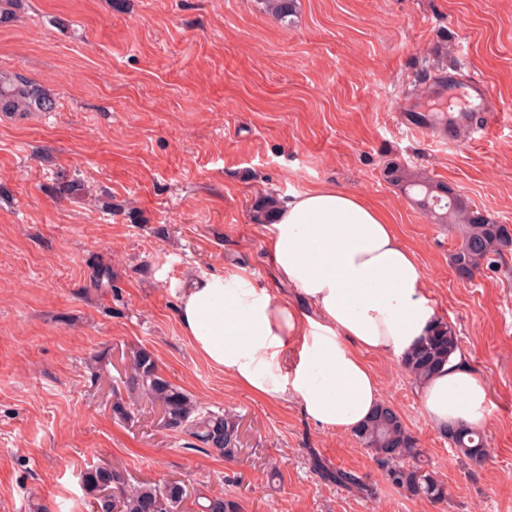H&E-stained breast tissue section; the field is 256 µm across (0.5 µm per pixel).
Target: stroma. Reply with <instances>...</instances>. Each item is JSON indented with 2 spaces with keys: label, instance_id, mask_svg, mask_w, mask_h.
Masks as SVG:
<instances>
[{
  "label": "stroma",
  "instance_id": "1",
  "mask_svg": "<svg viewBox=\"0 0 512 512\" xmlns=\"http://www.w3.org/2000/svg\"><path fill=\"white\" fill-rule=\"evenodd\" d=\"M442 71L486 80L503 115L485 137L448 146L398 123L396 101ZM0 72L58 104L0 112V512L35 500L91 512L80 474L97 462L233 496L243 512H512V250L459 279L457 232L383 175L398 162L512 225V0H296L284 20L265 0H25L0 22ZM64 179L82 191L60 197ZM323 183L390 217L436 319L488 384V454L472 463L424 417L399 362L365 356L446 502L383 483L353 432L253 396L182 331L189 278L243 268L288 293L252 205ZM97 260L113 288L93 286ZM134 348L202 406L241 415L238 459L186 449L152 411L113 417L112 382ZM314 455L376 484V497L320 479Z\"/></svg>",
  "mask_w": 512,
  "mask_h": 512
}]
</instances>
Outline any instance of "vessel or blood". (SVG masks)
<instances>
[{
	"mask_svg": "<svg viewBox=\"0 0 512 512\" xmlns=\"http://www.w3.org/2000/svg\"><path fill=\"white\" fill-rule=\"evenodd\" d=\"M432 92L435 96L455 101L456 109L450 110L446 119L429 115L418 119L413 106L402 108L403 123L407 129L425 134L428 138L442 142H456L459 132L468 126L471 113L484 115L482 133H489L497 122L499 114L494 106L487 82L473 77L466 82L446 85L445 81L435 83Z\"/></svg>",
	"mask_w": 512,
	"mask_h": 512,
	"instance_id": "1",
	"label": "vessel or blood"
}]
</instances>
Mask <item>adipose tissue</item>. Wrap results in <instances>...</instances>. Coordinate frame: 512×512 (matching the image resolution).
Returning a JSON list of instances; mask_svg holds the SVG:
<instances>
[{
	"label": "adipose tissue",
	"instance_id": "1",
	"mask_svg": "<svg viewBox=\"0 0 512 512\" xmlns=\"http://www.w3.org/2000/svg\"><path fill=\"white\" fill-rule=\"evenodd\" d=\"M280 281L245 270L188 282L178 316L194 350L252 394L297 404L321 427L355 430L380 402L364 353L398 360L435 320L429 284L393 224L360 196L319 185L282 203L269 227ZM431 425L480 427L489 388L462 355L420 386Z\"/></svg>",
	"mask_w": 512,
	"mask_h": 512
}]
</instances>
